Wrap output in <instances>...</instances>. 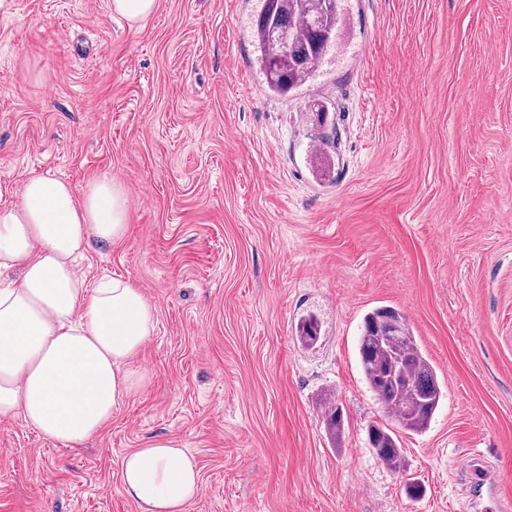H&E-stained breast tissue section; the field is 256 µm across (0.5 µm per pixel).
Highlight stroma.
Instances as JSON below:
<instances>
[{"label":"stroma","mask_w":512,"mask_h":512,"mask_svg":"<svg viewBox=\"0 0 512 512\" xmlns=\"http://www.w3.org/2000/svg\"><path fill=\"white\" fill-rule=\"evenodd\" d=\"M258 6L157 0L133 27L110 0H0V201L38 174L121 182L125 236L77 269L156 318L140 387L83 445L0 419V512H140L121 461L156 439L199 470L187 512H473L471 457L512 499V0H348L335 60L285 100ZM382 305L445 393L403 474L367 442L386 413L356 341ZM331 396L330 393L324 394V424L328 432L335 439L338 438L344 429V419L342 408L339 407L335 402L330 403L326 406L325 401Z\"/></svg>","instance_id":"obj_1"}]
</instances>
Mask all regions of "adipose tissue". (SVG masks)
Returning <instances> with one entry per match:
<instances>
[{"label":"adipose tissue","instance_id":"obj_1","mask_svg":"<svg viewBox=\"0 0 512 512\" xmlns=\"http://www.w3.org/2000/svg\"><path fill=\"white\" fill-rule=\"evenodd\" d=\"M129 218L123 186L102 175L83 192L34 175L19 201L0 207V417L17 416L71 446L98 433L141 384L130 370L154 329L141 289L90 284L76 260L90 242L120 240ZM121 481L141 512H186L200 475L184 448L155 440L124 457Z\"/></svg>","mask_w":512,"mask_h":512}]
</instances>
